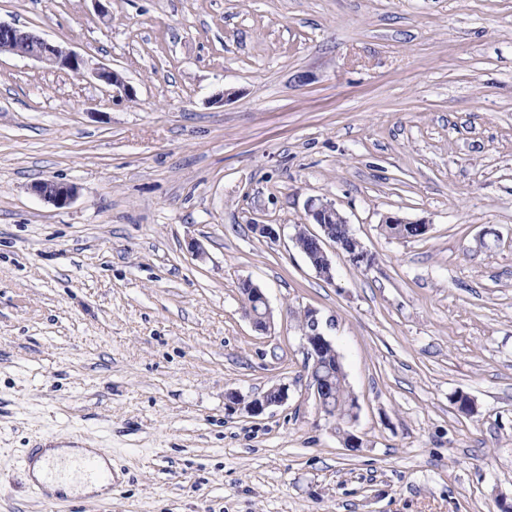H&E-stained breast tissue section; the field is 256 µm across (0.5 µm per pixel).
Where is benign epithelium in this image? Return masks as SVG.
I'll return each instance as SVG.
<instances>
[{
    "instance_id": "1",
    "label": "benign epithelium",
    "mask_w": 512,
    "mask_h": 512,
    "mask_svg": "<svg viewBox=\"0 0 512 512\" xmlns=\"http://www.w3.org/2000/svg\"><path fill=\"white\" fill-rule=\"evenodd\" d=\"M6 53L40 63L48 70H76L80 75L88 74L115 90V93L131 100L135 97L133 87L117 71L94 65L85 56L67 49L60 44L49 41L40 35L25 31L14 24L0 22V54ZM31 191L57 208L68 206L77 196L78 187L73 183L58 181H39L31 185ZM347 218L340 213L333 203L323 199H309L306 203V223L296 225L295 244L299 246L308 263L315 272L326 281H333V264L328 248L339 246L333 225L345 224ZM308 224L318 226V231L311 232ZM244 314L258 331H267L271 326V311L268 301L257 286L247 289L243 296ZM306 323L301 327L303 346L307 360L318 363L327 355L335 352L332 342L319 328L316 311L304 310ZM317 408L332 418L328 387L310 385ZM288 400V387L275 385L260 397L246 403L245 410L252 416L263 414L268 408L280 405Z\"/></svg>"
}]
</instances>
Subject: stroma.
<instances>
[{"instance_id": "obj_1", "label": "stroma", "mask_w": 512, "mask_h": 512, "mask_svg": "<svg viewBox=\"0 0 512 512\" xmlns=\"http://www.w3.org/2000/svg\"><path fill=\"white\" fill-rule=\"evenodd\" d=\"M0 21L136 90L0 55V512H45L40 438L112 457L109 497L58 512L512 499V0H0ZM39 180L78 195L55 208ZM312 197L374 265L336 254L334 282L316 274L292 240ZM390 215L428 231L390 236ZM306 308L360 448L309 390ZM279 384L285 404L245 411ZM246 282H249L252 288L244 282L239 287L242 295H244L243 288L247 289V293L243 296L244 314L249 318L256 330L265 332L271 326V311L268 301L259 287L251 281Z\"/></svg>"}]
</instances>
